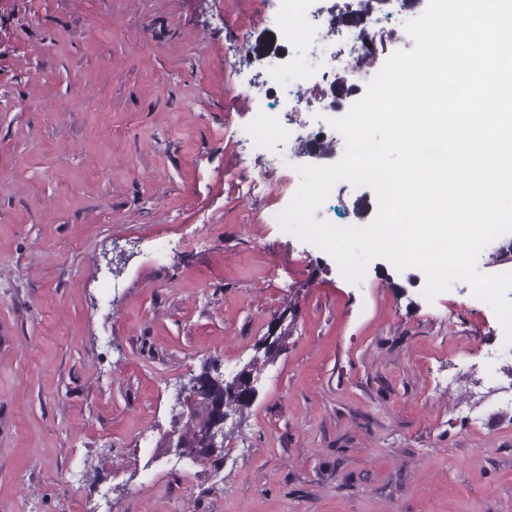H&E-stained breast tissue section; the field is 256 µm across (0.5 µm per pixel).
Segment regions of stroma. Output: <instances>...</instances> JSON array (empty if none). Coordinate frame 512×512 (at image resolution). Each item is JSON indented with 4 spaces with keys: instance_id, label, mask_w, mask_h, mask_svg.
<instances>
[{
    "instance_id": "stroma-1",
    "label": "stroma",
    "mask_w": 512,
    "mask_h": 512,
    "mask_svg": "<svg viewBox=\"0 0 512 512\" xmlns=\"http://www.w3.org/2000/svg\"><path fill=\"white\" fill-rule=\"evenodd\" d=\"M270 0H0V512H512V342L278 224ZM266 180L251 193L241 181ZM337 182L333 224H367ZM253 365L223 452L178 388ZM255 120L237 132L239 142H256L265 146L277 141L285 145V150L277 157H288V170L292 166L304 165V153L296 148L291 130L284 123L281 112H256Z\"/></svg>"
}]
</instances>
